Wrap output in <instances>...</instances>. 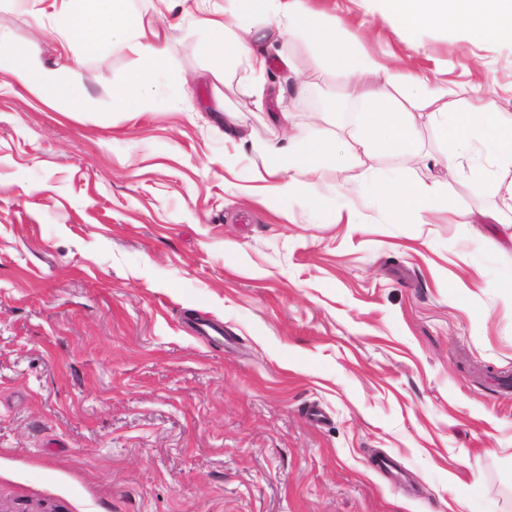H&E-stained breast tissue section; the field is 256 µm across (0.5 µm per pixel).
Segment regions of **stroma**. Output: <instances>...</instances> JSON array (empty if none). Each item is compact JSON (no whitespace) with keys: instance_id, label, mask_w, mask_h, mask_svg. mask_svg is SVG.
I'll return each instance as SVG.
<instances>
[{"instance_id":"obj_1","label":"stroma","mask_w":512,"mask_h":512,"mask_svg":"<svg viewBox=\"0 0 512 512\" xmlns=\"http://www.w3.org/2000/svg\"><path fill=\"white\" fill-rule=\"evenodd\" d=\"M353 56L512 99V44L398 31L380 0H308ZM189 0L152 100L118 107L127 52L60 58L0 0V32L85 87L64 112L0 73V512H512V226L461 176L460 214L280 217L241 193L272 115L361 106L313 44L278 46L303 94L262 104L202 50ZM254 146L224 169L223 110ZM224 326L212 341L187 323ZM393 457L400 476L376 456Z\"/></svg>"}]
</instances>
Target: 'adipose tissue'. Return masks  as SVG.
<instances>
[{"instance_id": "obj_1", "label": "adipose tissue", "mask_w": 512, "mask_h": 512, "mask_svg": "<svg viewBox=\"0 0 512 512\" xmlns=\"http://www.w3.org/2000/svg\"><path fill=\"white\" fill-rule=\"evenodd\" d=\"M132 0H29L38 17L58 18L56 36L64 57L80 60L88 53L130 52L138 67L117 88V104L134 107L150 92L153 78L168 52L165 27L144 19ZM401 32L423 27L444 28L458 23L470 41L512 40V0H382ZM197 26L205 33L204 50L224 61L225 73L243 70L244 90L255 97L267 94L266 46L285 39L318 45L330 64L347 68L353 97H368L358 120L344 140L331 134L300 142L297 115L275 113L284 137L262 148L265 161L252 175L260 201L274 214L286 216L303 207L316 215L340 219L332 206L336 198L357 194L392 201V223L425 224L434 210L456 216L453 179L461 172L462 146L480 140L489 149V164L472 169L478 179L489 180L497 197L494 211L480 213L487 224L512 214V108L486 101L479 88L461 91L434 84L425 76H405L367 57L351 60L346 44L338 42L339 19L323 18L305 0H224L223 17H201ZM0 71L31 88L44 100L63 103L67 111H82L86 91L82 85L60 82L30 44L11 43L0 34ZM428 122L448 143L439 162L448 182L425 183L399 177H375L370 160L398 155L412 160L420 155L419 127ZM344 171L342 181L321 186L318 177L328 167Z\"/></svg>"}]
</instances>
